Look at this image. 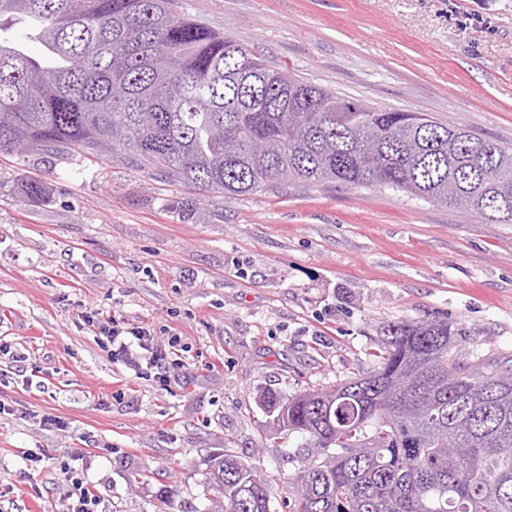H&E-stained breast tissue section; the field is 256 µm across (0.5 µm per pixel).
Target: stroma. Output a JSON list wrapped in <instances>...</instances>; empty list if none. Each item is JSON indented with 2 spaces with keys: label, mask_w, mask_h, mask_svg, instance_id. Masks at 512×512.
Returning a JSON list of instances; mask_svg holds the SVG:
<instances>
[{
  "label": "stroma",
  "mask_w": 512,
  "mask_h": 512,
  "mask_svg": "<svg viewBox=\"0 0 512 512\" xmlns=\"http://www.w3.org/2000/svg\"><path fill=\"white\" fill-rule=\"evenodd\" d=\"M175 8L313 84L512 146V0ZM29 178L46 203L20 195ZM187 199L203 219L172 209ZM113 318L150 330L159 370L113 359ZM397 319L452 323L473 366L511 362L512 224L377 187L207 198L124 154H0V512H67L70 461L101 512H224L205 484L221 453L291 512L324 452L268 436L261 394L369 372Z\"/></svg>",
  "instance_id": "1"
}]
</instances>
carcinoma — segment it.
Returning <instances> with one entry per match:
<instances>
[{
	"label": "carcinoma",
	"instance_id": "obj_1",
	"mask_svg": "<svg viewBox=\"0 0 512 512\" xmlns=\"http://www.w3.org/2000/svg\"><path fill=\"white\" fill-rule=\"evenodd\" d=\"M49 62L0 38V153H126L200 194L272 180L379 186L512 223V146L420 112L367 106L274 69L170 0H0ZM28 201L48 199L39 179ZM446 321L401 319L367 373L262 402L310 448L295 512H512V369L478 372ZM232 455L208 483L224 512H270L271 481Z\"/></svg>",
	"mask_w": 512,
	"mask_h": 512
}]
</instances>
